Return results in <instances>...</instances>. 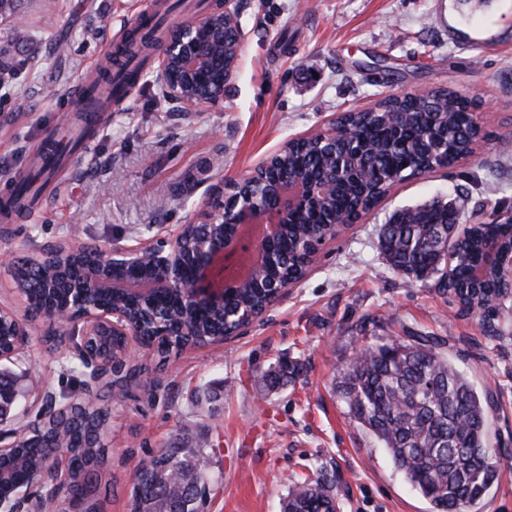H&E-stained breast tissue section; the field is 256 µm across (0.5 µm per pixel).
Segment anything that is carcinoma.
Listing matches in <instances>:
<instances>
[{
	"instance_id": "1",
	"label": "carcinoma",
	"mask_w": 512,
	"mask_h": 512,
	"mask_svg": "<svg viewBox=\"0 0 512 512\" xmlns=\"http://www.w3.org/2000/svg\"><path fill=\"white\" fill-rule=\"evenodd\" d=\"M156 30L134 33L119 48L130 59L153 49ZM479 98H466L449 88L428 97L418 94L390 97L365 111H349L343 119L356 129L359 143L336 142L332 150L315 137L288 143L266 171L270 183L290 177L320 178L334 157L362 151L365 170L350 177L323 204L289 216L281 236L268 244L272 260L261 266L241 288L224 296V306L261 308L269 300L270 285L299 278L295 259L312 233L337 234L336 216L349 215L381 196L397 182L451 164L468 153L480 130L471 124ZM29 188L14 190L6 215L28 212L24 196ZM466 220L464 208L433 202L406 209L400 218L392 214L381 228L379 249L397 273L416 282H428L441 295L458 299L465 307L480 305L493 297L499 285L491 270L481 280L475 270L485 266L483 241L495 239L502 259L512 257V222L480 224L471 229L457 256L446 262L444 245L435 239L440 225L453 231ZM43 267L26 265L21 279L28 289L30 309L41 312L66 292L41 288ZM129 315L147 331L168 323L174 336L156 350L166 363L181 346L210 338L224 329L223 306L210 303L188 306L176 290L155 296L150 304L125 303ZM295 369L282 363L256 375L268 391L293 379ZM340 394L353 421L369 432L389 452L394 464L431 504L433 512H460V506L478 501L494 481L497 465L490 462L488 414L474 386L438 349L433 336H410L367 345L340 371ZM103 415L94 409L74 406L66 421L68 443L74 448L68 497L81 512H103L110 486H101L98 469L105 461L101 443ZM57 422L47 419L33 424L25 446L17 449L23 465L9 457L1 470L11 481L0 483V496L12 495L17 483L42 477L41 463L51 443ZM215 449L197 443L169 448L153 456L150 465L134 475L133 507L142 512H168L176 503L181 512H196L205 505L212 489L208 466ZM336 489L325 476L294 483L283 502V512H318L331 508Z\"/></svg>"
}]
</instances>
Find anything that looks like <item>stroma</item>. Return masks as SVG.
Segmentation results:
<instances>
[{
    "label": "stroma",
    "mask_w": 512,
    "mask_h": 512,
    "mask_svg": "<svg viewBox=\"0 0 512 512\" xmlns=\"http://www.w3.org/2000/svg\"><path fill=\"white\" fill-rule=\"evenodd\" d=\"M0 15V198L33 181L47 137L77 124L68 106L128 24L154 0H14ZM245 33L220 103L188 112L163 99L155 66L56 174L35 211L0 223V307L26 318L10 269L43 247L83 242L133 246L172 238L208 191L233 182L286 140L332 114L387 96L450 87L482 102L489 141L452 169L396 184L381 204L322 249L295 288L239 336L180 352L174 366L132 345L131 362L153 388L131 384L109 405L105 512H132L136 469L160 449L204 440L219 453L205 512H280L292 481L324 475L341 512H431L386 450L353 422L337 392L341 367L369 343L436 337L441 351L489 396V442L498 476L468 512H512V297L488 325L451 298L393 272L377 232L399 209L434 197L464 204L473 223L512 217V0H239ZM23 40H16V31ZM73 326L40 317L25 353L8 363L36 416L43 389H78L68 370ZM296 366L266 393L254 370ZM217 392L198 403L199 386Z\"/></svg>",
    "instance_id": "35a3bbf8"
}]
</instances>
